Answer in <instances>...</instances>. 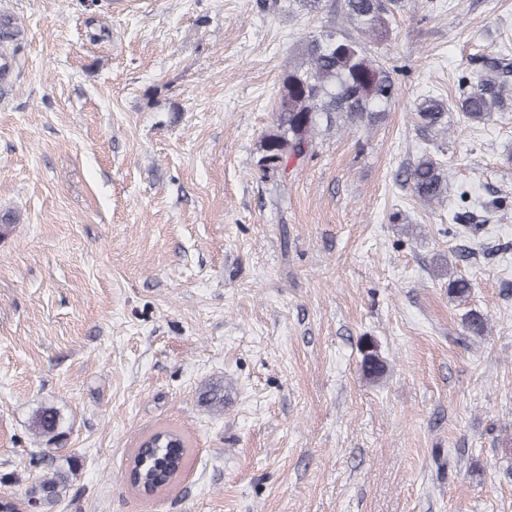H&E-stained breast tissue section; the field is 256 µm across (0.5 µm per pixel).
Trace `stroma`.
I'll list each match as a JSON object with an SVG mask.
<instances>
[{
	"label": "stroma",
	"instance_id": "1",
	"mask_svg": "<svg viewBox=\"0 0 512 512\" xmlns=\"http://www.w3.org/2000/svg\"><path fill=\"white\" fill-rule=\"evenodd\" d=\"M22 51L0 88V496L41 471L54 512H512V112L440 134L477 57L512 59V0H404L375 57L400 95L263 177L280 76L340 21L257 0H0ZM442 162L444 203L405 170ZM467 201H460V193ZM465 277L471 295L448 296ZM471 310L485 335L456 343ZM387 363L359 370L360 340ZM224 384V408L199 401ZM183 434L184 476L146 497L134 448ZM414 111L415 119L420 126L436 131H448L449 104L433 98H424ZM360 351L362 354L360 370L367 380L376 382L383 378L386 373V362L382 359L378 351L377 342L370 337H364L360 342ZM60 411L54 406H42L33 420V428L36 435L47 437L48 442L55 441L62 436ZM76 474L74 468L68 470L47 469L43 470L26 492L23 502L27 506H35L42 512H52V509L64 498L69 490L70 476Z\"/></svg>",
	"mask_w": 512,
	"mask_h": 512
}]
</instances>
